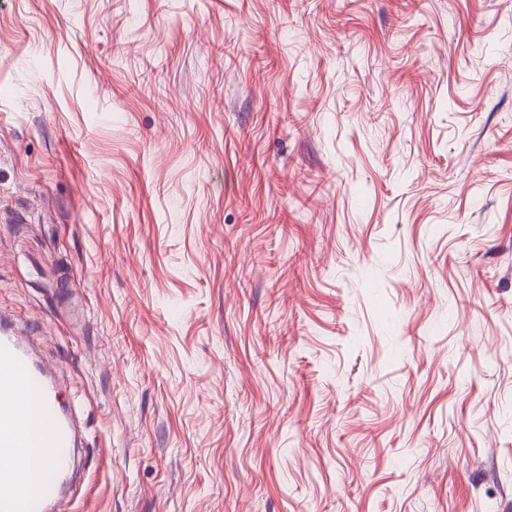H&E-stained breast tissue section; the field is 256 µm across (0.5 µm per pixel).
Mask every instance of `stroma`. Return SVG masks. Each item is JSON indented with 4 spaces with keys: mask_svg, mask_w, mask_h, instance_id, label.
<instances>
[{
    "mask_svg": "<svg viewBox=\"0 0 512 512\" xmlns=\"http://www.w3.org/2000/svg\"><path fill=\"white\" fill-rule=\"evenodd\" d=\"M0 314L72 512H512V0H0Z\"/></svg>",
    "mask_w": 512,
    "mask_h": 512,
    "instance_id": "35a3bbf8",
    "label": "stroma"
}]
</instances>
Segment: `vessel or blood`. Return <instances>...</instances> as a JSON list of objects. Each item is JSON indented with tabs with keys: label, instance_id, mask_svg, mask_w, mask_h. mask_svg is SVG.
<instances>
[{
	"label": "vessel or blood",
	"instance_id": "vessel-or-blood-1",
	"mask_svg": "<svg viewBox=\"0 0 512 512\" xmlns=\"http://www.w3.org/2000/svg\"><path fill=\"white\" fill-rule=\"evenodd\" d=\"M33 416L40 422L35 439L28 432ZM36 444L46 453L35 460L29 450ZM75 445V428L46 369L0 324V458L6 462L0 470V512H48Z\"/></svg>",
	"mask_w": 512,
	"mask_h": 512
}]
</instances>
